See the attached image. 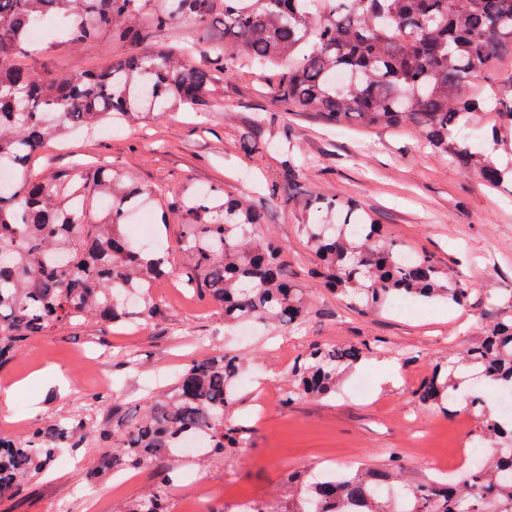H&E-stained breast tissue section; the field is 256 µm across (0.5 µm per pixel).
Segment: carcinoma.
Returning <instances> with one entry per match:
<instances>
[{"label": "carcinoma", "instance_id": "obj_1", "mask_svg": "<svg viewBox=\"0 0 512 512\" xmlns=\"http://www.w3.org/2000/svg\"><path fill=\"white\" fill-rule=\"evenodd\" d=\"M147 0H0V366L29 340L76 321H149L160 305L148 295L154 281L175 274L169 258L130 241L131 213L155 191L125 186L123 176L101 169L78 185L60 175L35 182L29 168L44 144L69 129H97L117 120L163 112L169 101L193 105L214 80L187 53L162 49L133 54L91 72L38 77L15 59L27 52L29 32L46 18L61 22L64 43L77 47L143 20L156 29L184 22L207 34L223 30L216 65L235 68L288 64L269 87L289 111L319 113L341 126H412L424 141L476 171L495 189L512 192V166L491 160L484 141L458 136L475 115L492 135L512 130V97L494 90L470 95L477 77L512 56V0H173L146 14ZM105 191L107 218L91 221L86 189ZM318 214L352 215L335 198L314 199ZM188 285L224 307V320H258L278 328L304 322V289L288 281L285 247L262 238L264 213L217 188L180 201ZM352 224H304L317 259V283L363 312L393 299L469 301L468 288L427 256L408 254L369 215ZM483 339L463 352L465 366L484 381L512 391V289L490 299ZM365 358L357 345L313 343L293 364L283 402L325 398L336 390V371ZM249 359L226 351L184 367L170 387L150 397L128 423L99 428L108 443L93 471H157L149 492L114 512H173L170 487L184 461L222 456L248 442L244 427L227 419ZM457 390L433 371L416 391L429 406ZM496 452L465 471L464 483L430 480L406 485L403 467H359L342 476L309 481L288 473L299 489L279 512H512V417L470 401ZM81 421L51 422L12 439L0 438V500L14 498L63 448L83 443Z\"/></svg>", "mask_w": 512, "mask_h": 512}]
</instances>
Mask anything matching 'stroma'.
Instances as JSON below:
<instances>
[{"instance_id": "stroma-1", "label": "stroma", "mask_w": 512, "mask_h": 512, "mask_svg": "<svg viewBox=\"0 0 512 512\" xmlns=\"http://www.w3.org/2000/svg\"><path fill=\"white\" fill-rule=\"evenodd\" d=\"M219 34L199 35L192 24L144 29L140 37L106 33L72 49L42 40L19 65L47 76L61 70H99L145 50L194 46V64L212 66ZM279 69L241 66L218 73L193 108H170L137 125H113L98 134H71L36 157L34 173L83 180L100 166L162 190L163 206L135 212L133 224L150 225L171 262L184 261L176 213L182 196L215 188L249 197L265 213L260 233L288 248V276L310 288L302 326L254 324L248 335L224 324V312L187 288L180 277L154 283L160 316L137 327L122 323L67 325L31 339L0 369V384H19L9 406L0 405V434L18 436L51 421L82 420L90 427L132 418L147 391L190 361L232 348L251 360V381L240 386L230 420L250 440L234 454L206 465H182L172 493L174 508L205 489L221 498L225 486L241 504H288L284 474L319 475L353 466L384 469L401 463L408 483L453 480L465 469L464 449L488 446L475 413L451 404L423 407L415 397L437 367L481 339L487 297L512 288V195L486 186L479 175L451 164L410 128L374 130L358 123L328 125L318 113L284 111L269 92ZM292 163L296 176L283 177ZM333 195L352 201L384 224L401 249L432 257L471 289L467 305L419 303L412 316L388 303L359 315L341 295L314 287L315 261L302 234L311 223V199ZM369 344L372 351L340 372L325 399L281 401L289 371L309 344ZM138 365L123 366L124 354ZM395 364L398 377L383 376ZM106 445L89 438L70 449V464L51 465L29 480L23 495L0 500V512H112L113 502L150 489L155 468L133 475L94 476Z\"/></svg>"}]
</instances>
